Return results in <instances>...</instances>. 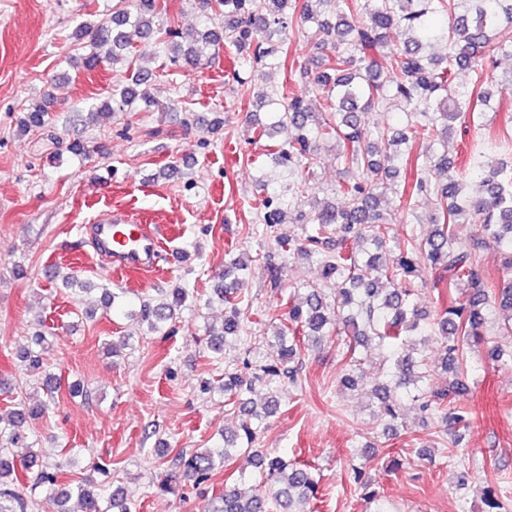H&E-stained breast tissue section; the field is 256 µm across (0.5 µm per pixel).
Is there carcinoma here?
<instances>
[{
    "mask_svg": "<svg viewBox=\"0 0 512 512\" xmlns=\"http://www.w3.org/2000/svg\"><path fill=\"white\" fill-rule=\"evenodd\" d=\"M224 13V38L209 31L201 44L187 49L176 41L174 25L160 26L155 18L165 12L161 0H119L112 17L85 27L90 51L81 57L87 71L115 64L130 53L132 38L168 39L170 60L202 69L213 50L224 42L239 55L237 80L261 79L267 68L288 69L305 81V91L286 94L271 90L257 94L259 107L274 112L270 126H256L258 136L279 134V144L270 156L288 183L260 200L256 233L277 249L314 258L321 268L320 281L295 289L288 296V311L269 338L273 352L259 360L251 374L232 364L224 365V405L242 413L237 432L224 437L222 448L180 450L172 469L157 483L163 493L179 489L181 478L194 485L209 481L215 470L235 454L251 452L263 418L277 410L274 390L295 382V365L301 344L331 333L345 334L337 345L346 347L349 369L342 385L359 386L354 357L357 346L370 340L388 350L379 381L368 396L375 411L393 433L402 420L403 396L412 398L423 415H433L443 433L470 427L474 414L457 405L456 398L470 390L467 350L482 340L489 313L508 336H512V275L489 286L480 271L477 249L494 245L505 256L512 272V175L504 168L485 170L481 148L471 149L460 161L448 155V136L456 123L477 112H495L489 93L477 89L489 62L512 47L496 41L498 32L512 27V0H214ZM448 16V26L435 28L432 18ZM305 23L315 24L310 35L322 70L311 72L290 60L289 35ZM443 42L448 52H432ZM459 70L473 73L474 87L453 84ZM153 73L130 69L112 95L94 105L91 121L154 104L150 94ZM395 100L401 111L419 117L402 129L378 126L369 130L361 114L379 110ZM50 100L34 102L20 120L26 132L47 124ZM433 141L427 154H415L420 137ZM336 142V161L346 176L336 183L334 202L305 210L307 180L320 163V142ZM478 189H469V178ZM406 199L411 212L431 207L428 234L407 231L402 241L390 243L389 227L380 211L388 192ZM295 212L294 223L302 225L300 236L285 240L276 234L285 211ZM465 224L479 225V238L468 248L460 241ZM424 256L437 287L446 299L435 314L418 310L413 296L425 277L418 269ZM251 265L242 256L224 260V281L213 295L224 304L221 328L205 327L208 347L221 355L243 340L249 309L242 305V285ZM340 282L335 293L331 282ZM188 292L174 288L157 298L144 297L131 316L147 331L168 336L185 304ZM49 332L44 320L34 323L30 347L17 353L25 373H46ZM443 345L437 378L425 354L403 353L413 337ZM262 387L269 396L262 410L249 405L245 394ZM46 399L39 403L13 401L7 416L0 415V512H29L33 501L26 490L53 492L59 469L45 462L35 450L38 441L27 442L26 426L46 414L61 381L45 376ZM23 444L17 455L12 448ZM259 489L240 494L234 488L207 500L204 512H310L319 480L306 464L290 463L268 452L254 454ZM92 477L72 491L85 512H136L137 504L117 486L108 498L101 496L108 464L96 463Z\"/></svg>",
    "mask_w": 512,
    "mask_h": 512,
    "instance_id": "cac0c4a2",
    "label": "carcinoma"
}]
</instances>
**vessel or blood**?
I'll return each instance as SVG.
<instances>
[{
	"mask_svg": "<svg viewBox=\"0 0 512 512\" xmlns=\"http://www.w3.org/2000/svg\"><path fill=\"white\" fill-rule=\"evenodd\" d=\"M96 251L113 273L146 271L156 267L162 248L159 234L134 216L109 210L92 222Z\"/></svg>",
	"mask_w": 512,
	"mask_h": 512,
	"instance_id": "1",
	"label": "vessel or blood"
}]
</instances>
